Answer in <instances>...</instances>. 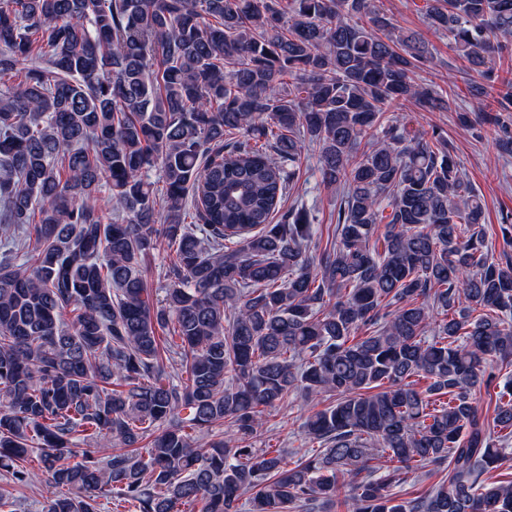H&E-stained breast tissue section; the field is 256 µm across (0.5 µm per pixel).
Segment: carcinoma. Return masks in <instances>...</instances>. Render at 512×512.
I'll list each match as a JSON object with an SVG mask.
<instances>
[{
	"label": "carcinoma",
	"mask_w": 512,
	"mask_h": 512,
	"mask_svg": "<svg viewBox=\"0 0 512 512\" xmlns=\"http://www.w3.org/2000/svg\"><path fill=\"white\" fill-rule=\"evenodd\" d=\"M425 18L460 122L512 154V0ZM433 59L381 0H0V512L43 482L44 512H512V255L440 127L409 126L450 108ZM308 142L343 193L318 253L281 206ZM297 395L321 450L256 447ZM432 466L423 468L419 470L414 475H411V478L408 479V482L401 486L400 488H397L396 491L399 492L398 494L402 495L403 498H410L415 495L413 493L416 492V490L422 492L425 490L430 484L438 481L439 476L436 474L435 470Z\"/></svg>",
	"instance_id": "1"
}]
</instances>
